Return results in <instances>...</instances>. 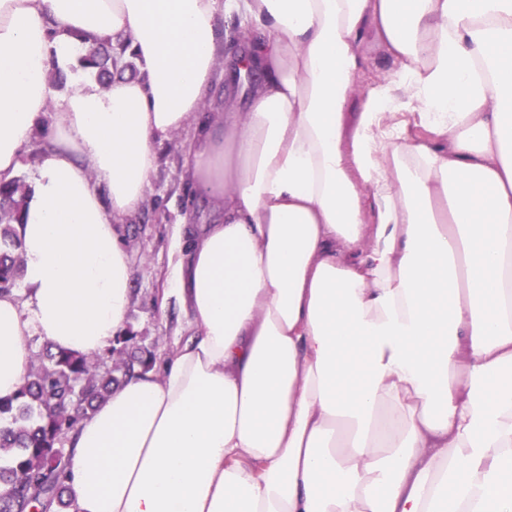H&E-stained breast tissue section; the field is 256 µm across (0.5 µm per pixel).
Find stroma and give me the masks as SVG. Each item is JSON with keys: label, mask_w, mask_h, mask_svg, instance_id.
<instances>
[{"label": "stroma", "mask_w": 512, "mask_h": 512, "mask_svg": "<svg viewBox=\"0 0 512 512\" xmlns=\"http://www.w3.org/2000/svg\"><path fill=\"white\" fill-rule=\"evenodd\" d=\"M194 133V126H187L158 146L157 169L146 190L143 207L123 226L133 293L125 329L158 341V353L162 356L171 351L178 318L176 309L163 315L159 307L167 288L170 239L192 198L187 159Z\"/></svg>", "instance_id": "stroma-1"}]
</instances>
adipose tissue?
Returning <instances> with one entry per match:
<instances>
[{"instance_id": "adipose-tissue-1", "label": "adipose tissue", "mask_w": 512, "mask_h": 512, "mask_svg": "<svg viewBox=\"0 0 512 512\" xmlns=\"http://www.w3.org/2000/svg\"><path fill=\"white\" fill-rule=\"evenodd\" d=\"M107 38L138 76L49 111ZM222 44L252 86L203 123ZM45 117L1 399L27 336L123 330L120 226L194 118L209 211L173 243L171 353L70 438L69 512H512V0H0V182Z\"/></svg>"}]
</instances>
